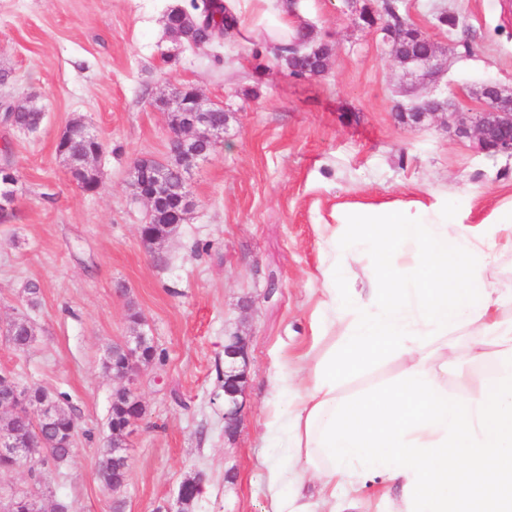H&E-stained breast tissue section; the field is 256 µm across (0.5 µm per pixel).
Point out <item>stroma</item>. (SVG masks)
I'll return each instance as SVG.
<instances>
[{
  "instance_id": "1",
  "label": "stroma",
  "mask_w": 512,
  "mask_h": 512,
  "mask_svg": "<svg viewBox=\"0 0 512 512\" xmlns=\"http://www.w3.org/2000/svg\"><path fill=\"white\" fill-rule=\"evenodd\" d=\"M442 50L446 67L405 76L381 37L358 21V0H311L307 23L333 48L317 78L289 76L249 44L175 48L163 19L192 0H0V103L35 97L37 131L0 123L15 216L0 221V323L24 316L26 352L0 345V368L23 385L67 393L82 433L70 460L39 487L41 504L73 512H169L180 483L201 477L191 512H261L265 476L285 450L270 427L282 406L274 360L326 356L313 338L324 254L317 227L332 204L392 201L425 185L468 188L472 218L512 201V157L479 151L442 118L419 127L397 115L428 100L473 118L476 91L512 88V14L503 0H394ZM197 88L230 119L224 141L188 175L195 207L156 252L139 229L147 206L130 186L136 160L163 158L170 115L156 103ZM82 119L101 139L102 190L83 193L56 152ZM41 285L37 303L24 287ZM138 311L142 325L129 319ZM145 331L159 356L137 380L147 412L131 439L120 493L97 477L112 396L103 368L113 343ZM241 334L248 380L235 435L224 433V342Z\"/></svg>"
}]
</instances>
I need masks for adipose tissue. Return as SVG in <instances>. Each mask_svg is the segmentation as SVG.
<instances>
[{"instance_id":"ef3b65f1","label":"adipose tissue","mask_w":512,"mask_h":512,"mask_svg":"<svg viewBox=\"0 0 512 512\" xmlns=\"http://www.w3.org/2000/svg\"><path fill=\"white\" fill-rule=\"evenodd\" d=\"M235 20L229 40L270 53L303 29L306 0H221ZM319 238L320 333L340 338L320 360L276 365L272 389L285 401L287 454L270 467L265 512H354L358 491L383 482L385 512H512V289L487 269L512 252V202L472 221L433 187L392 202L339 203ZM372 256L369 297L348 273ZM468 329L464 354L492 361L480 390L449 392L448 337ZM396 379L347 394L343 379L388 355Z\"/></svg>"}]
</instances>
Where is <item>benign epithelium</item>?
Instances as JSON below:
<instances>
[{
  "label": "benign epithelium",
  "mask_w": 512,
  "mask_h": 512,
  "mask_svg": "<svg viewBox=\"0 0 512 512\" xmlns=\"http://www.w3.org/2000/svg\"><path fill=\"white\" fill-rule=\"evenodd\" d=\"M195 28H197L196 18L188 13L178 16L175 21L165 25L172 41L179 46L184 43L185 33ZM409 29L411 25L407 23L401 26L388 23L380 28L383 40L390 45L391 55L412 75L424 79L439 75L445 63L431 44H426L423 50L408 56L399 51V44ZM483 96L487 101V109L471 125L457 119L454 113L448 111V102L438 100L423 103L418 112L411 114L400 112L398 116L405 122L413 119L419 124L428 117L446 113L448 124L455 127L456 135L474 141L480 151L512 155V113L504 111L499 106L504 93L499 87L490 84L483 89ZM158 104L169 112L180 113L182 124L173 131L169 140L168 161L153 163L139 159L133 165L135 184L132 190L136 197L146 202L150 214L161 204L169 164L193 166L198 160L207 157L218 142L224 140V125L218 122L215 108L204 105L202 96L196 88L175 87L171 89L170 97L160 99ZM3 109L5 118L11 112L42 111L31 97L6 104ZM14 181L15 177L9 170L0 179V209L4 211L15 201V196L11 194ZM193 207L194 201L188 190H183L179 202L168 209L169 223L173 225L186 223ZM26 322L28 319L20 316L1 327L0 335L3 336L4 343L14 346L16 329ZM148 339L149 336L146 333L139 332L120 344L131 364V369L122 377L126 385L114 395V398L123 400L126 406L134 410V415L126 417L121 423V430L126 434L130 433V428L146 413V407L137 392L136 382L138 374L144 369L139 361V354L143 351ZM224 356L241 359L239 367L233 364L224 366V434L232 436L236 433L243 410V403L239 397L242 396L248 378L245 339L238 335L229 337L224 344ZM0 379L11 383L9 392L0 395L1 410L5 409L8 413L15 414L19 409H24L26 416L37 429L42 423L60 416L62 412L60 404L46 399L32 401L30 392L19 384L11 382V375L8 373H1ZM9 422L8 417L0 420V456L16 462L31 454V451L30 447L17 438Z\"/></svg>",
  "instance_id": "7a95c632"
}]
</instances>
